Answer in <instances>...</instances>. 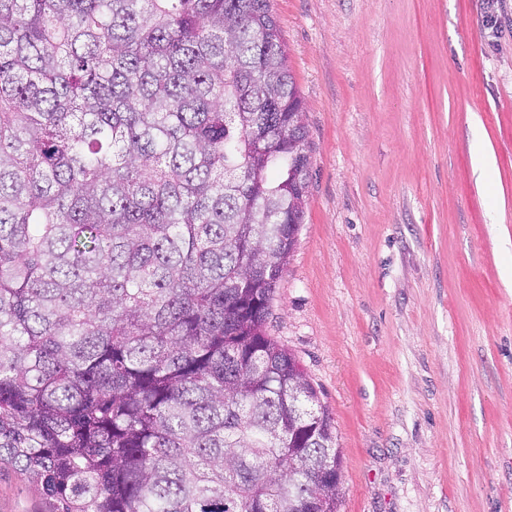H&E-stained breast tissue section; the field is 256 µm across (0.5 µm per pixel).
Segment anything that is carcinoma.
Wrapping results in <instances>:
<instances>
[{
    "label": "carcinoma",
    "mask_w": 512,
    "mask_h": 512,
    "mask_svg": "<svg viewBox=\"0 0 512 512\" xmlns=\"http://www.w3.org/2000/svg\"><path fill=\"white\" fill-rule=\"evenodd\" d=\"M303 119L270 0H0V461L52 512H339L267 334Z\"/></svg>",
    "instance_id": "carcinoma-1"
}]
</instances>
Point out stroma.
<instances>
[{
	"label": "stroma",
	"mask_w": 512,
	"mask_h": 512,
	"mask_svg": "<svg viewBox=\"0 0 512 512\" xmlns=\"http://www.w3.org/2000/svg\"><path fill=\"white\" fill-rule=\"evenodd\" d=\"M305 220L268 334L333 417L340 512H512V0H270ZM0 463V512H47Z\"/></svg>",
	"instance_id": "stroma-1"
}]
</instances>
